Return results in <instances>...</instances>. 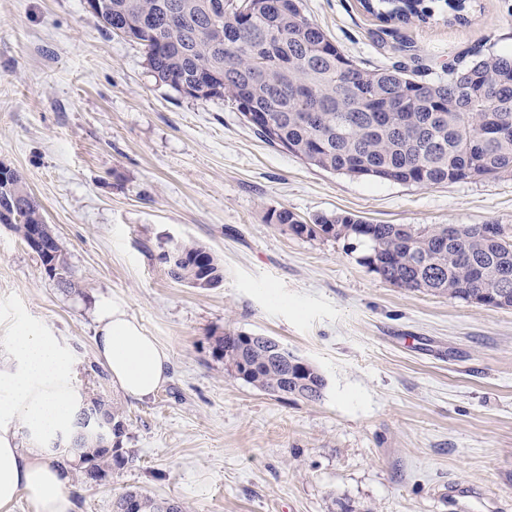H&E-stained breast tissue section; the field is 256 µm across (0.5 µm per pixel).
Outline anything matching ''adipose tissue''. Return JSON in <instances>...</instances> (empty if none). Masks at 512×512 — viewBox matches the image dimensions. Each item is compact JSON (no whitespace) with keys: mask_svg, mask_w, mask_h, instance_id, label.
<instances>
[{"mask_svg":"<svg viewBox=\"0 0 512 512\" xmlns=\"http://www.w3.org/2000/svg\"><path fill=\"white\" fill-rule=\"evenodd\" d=\"M96 352L112 383L143 400L168 379L170 356L125 309L110 302L96 311ZM8 366H0V512L26 498L37 512H75L67 491L72 468L62 443L73 432L83 399L72 358L56 337L17 326Z\"/></svg>","mask_w":512,"mask_h":512,"instance_id":"adipose-tissue-1","label":"adipose tissue"}]
</instances>
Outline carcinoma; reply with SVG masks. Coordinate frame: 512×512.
Instances as JSON below:
<instances>
[{
    "mask_svg": "<svg viewBox=\"0 0 512 512\" xmlns=\"http://www.w3.org/2000/svg\"><path fill=\"white\" fill-rule=\"evenodd\" d=\"M448 22L464 23L473 0H361L384 23H429L436 3ZM94 15L105 32L142 46L155 82L189 99L227 98L259 137L324 171L399 184L432 186L469 178L512 175V57L477 55L451 66L436 81L401 65L366 66L349 58L305 13L302 0H100ZM222 77L221 91L208 79ZM483 153L470 151L473 139ZM17 200L22 240L45 269L71 290L58 238L43 224L38 200L18 174L6 175ZM271 220L298 237L353 240L366 248L361 263L397 288L446 294L468 303L512 308V239L487 238L479 224L416 226L372 224L351 214L322 213L303 222L290 210ZM167 274L192 288H214L224 269L205 249L184 241L159 243ZM213 354L234 376L270 395L308 401L321 397L325 379L317 366L268 336L229 333ZM100 408L112 421V443L96 431L78 432L72 452L78 476L85 463L102 472L123 469L134 456L120 447L125 421L119 409L93 398L77 412ZM135 500L138 512H183L181 504L138 491L121 494L113 512Z\"/></svg>",
    "mask_w": 512,
    "mask_h": 512,
    "instance_id": "obj_1",
    "label": "carcinoma"
}]
</instances>
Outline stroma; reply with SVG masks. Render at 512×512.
I'll use <instances>...</instances> for the list:
<instances>
[{"instance_id": "stroma-1", "label": "stroma", "mask_w": 512, "mask_h": 512, "mask_svg": "<svg viewBox=\"0 0 512 512\" xmlns=\"http://www.w3.org/2000/svg\"><path fill=\"white\" fill-rule=\"evenodd\" d=\"M355 61L418 57L428 78L475 51L512 55V0H475L464 24L387 25L360 0H303ZM0 164L16 170L63 248L64 291L0 224V353L15 325L55 336L86 398L127 417L136 460L77 512L137 489L187 512H469L512 506V309L386 283L350 241L270 223L346 213L375 224L512 228V177L428 187L352 179L265 143L227 99L155 83L139 45L84 0H0ZM211 251L214 288L171 279L162 235ZM120 303L168 351L167 382L125 398L98 375L96 307ZM261 334L316 365L319 401L268 395L228 373L214 337Z\"/></svg>"}]
</instances>
